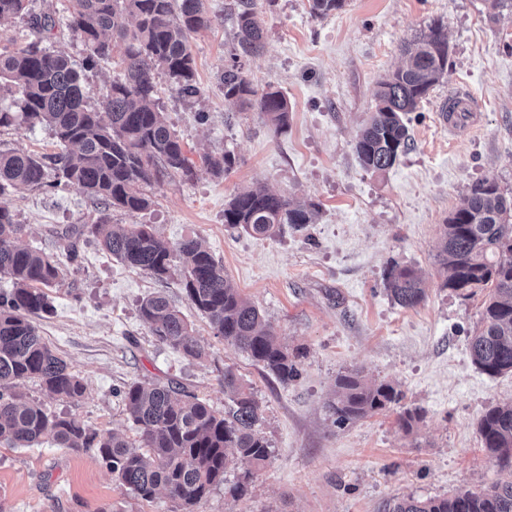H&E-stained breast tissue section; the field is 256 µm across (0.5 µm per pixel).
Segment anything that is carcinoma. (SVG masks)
<instances>
[{"label": "carcinoma", "mask_w": 512, "mask_h": 512, "mask_svg": "<svg viewBox=\"0 0 512 512\" xmlns=\"http://www.w3.org/2000/svg\"><path fill=\"white\" fill-rule=\"evenodd\" d=\"M68 28L82 40L85 66L112 54V42L124 44V78L114 81L95 107L69 59L33 41L0 49V79L21 90L20 111L0 110V126L20 119L52 128L64 150L37 156L0 151V192L7 188L39 187L48 173L56 184L100 200L104 209L88 232L100 246L129 267L164 278L173 258L188 299L208 319L216 335L247 352L254 362L285 384L299 374L297 354L288 353L270 329L262 325L258 308L232 288L224 269L194 239L171 247L147 224L126 228L111 221L110 210L140 212L150 205L144 187L171 173L189 171L181 141L156 105V74L163 72L182 95L199 89L189 36L211 25L202 0H67ZM345 0H309L310 12L327 16ZM238 53L224 66V98L240 108L265 116L276 135L288 131L290 108L284 94L268 86L257 91L244 73L242 58L263 47L262 22L254 0H236ZM30 16L38 33L55 26L51 14L33 15L29 0H0V23ZM405 60L378 83L377 106L361 131L355 151L371 171L392 167L409 143L403 114L413 112L448 75V36L436 19L403 49ZM203 162L216 176L235 165L229 152L205 155ZM314 205L293 203L265 189L243 190L224 208V224L249 234L272 237L280 226L302 227L311 222ZM24 225L0 206V275L13 288L0 293V441L29 448L51 435L62 448H95L119 483L143 499L161 489L179 506L192 507L224 481L233 465L259 469L269 459L265 438L256 429L261 408L253 392L231 371L224 372V393L233 408L220 414L187 391L150 383H132L122 398L140 434L142 453L116 433L99 435L73 416H51L35 403L21 400L13 388L25 379L37 380L49 394L75 400L84 384L66 361L40 335L32 317L51 312L47 288L59 285L64 270L53 256L11 246ZM437 263L444 287L465 297L474 289H489L480 328L471 337L473 363L489 376L512 374V198L504 196L495 179L473 184L445 219ZM390 297L402 307L425 298V281L413 268L393 265L385 278ZM139 315L153 335L192 358L202 356L193 330L180 310L157 294L143 298ZM403 399L388 383H369L357 372L338 377L331 409L343 425L383 410ZM483 448L502 478L481 491L461 488L451 496L395 498L387 512H512V400L490 407L478 422Z\"/></svg>", "instance_id": "obj_1"}]
</instances>
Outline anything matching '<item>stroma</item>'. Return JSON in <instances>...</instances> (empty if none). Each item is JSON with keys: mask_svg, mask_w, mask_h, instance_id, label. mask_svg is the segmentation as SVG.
I'll use <instances>...</instances> for the list:
<instances>
[{"mask_svg": "<svg viewBox=\"0 0 512 512\" xmlns=\"http://www.w3.org/2000/svg\"><path fill=\"white\" fill-rule=\"evenodd\" d=\"M235 0H204L209 28L191 34L198 97L176 91L158 74V104L192 163L146 187L144 211L115 209L113 223L146 224L169 244L202 241L239 293L299 355V375L275 380L245 351L225 343L187 298L179 273L158 279L103 251L90 234L75 242L66 228L93 223L100 205L74 189L47 185L0 194L25 231L21 246L54 255L65 280L50 289L54 310L37 318L42 336L84 381L76 400L49 395L38 382L16 387L48 414L69 415L101 434L140 446L122 391L131 383L176 382L214 410L227 411L224 371L232 369L258 399L270 446L264 469H229L194 512H385L392 498L445 497L488 488L498 469L477 432L480 416L512 398V374L491 377L470 356L484 293L466 298L443 285L436 254L443 224L475 182L495 178L512 197V14L489 19L483 0H346L327 17L308 0H255L263 50L245 61L255 89L274 85L290 105V125L277 135L260 112L224 98L219 76L237 47ZM56 27L42 34L52 51L82 62L83 42L67 27L66 0H32ZM448 34V76L404 122L410 146L383 172L361 165L359 131L376 109L378 81L402 61L401 48L434 19ZM123 48L82 78L93 101L122 79ZM469 96L479 124L448 133L440 107L449 92ZM45 125L0 127V150L41 156L60 151ZM228 151L236 163L214 176L205 153ZM264 187L316 205L313 221L283 225L274 237L228 229L224 207L238 192ZM427 279L425 299L404 308L384 289L391 265ZM166 296L204 350L193 359L154 336L138 306ZM357 372L404 393L400 404L337 425L329 407L337 378ZM420 409L404 432V409ZM247 481L246 495L231 487ZM0 512H180L166 495L145 500L113 477L95 449L79 452L43 439L30 448L0 442Z\"/></svg>", "mask_w": 512, "mask_h": 512, "instance_id": "35a3bbf8", "label": "stroma"}]
</instances>
